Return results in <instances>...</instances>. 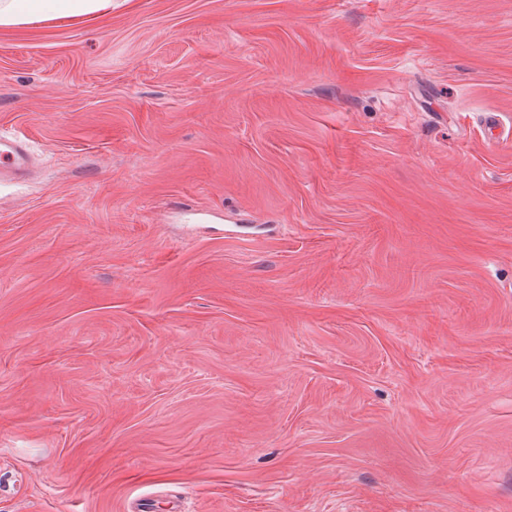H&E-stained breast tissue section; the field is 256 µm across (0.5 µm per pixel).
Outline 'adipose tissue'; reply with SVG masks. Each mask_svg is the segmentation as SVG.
<instances>
[{"instance_id": "obj_1", "label": "adipose tissue", "mask_w": 512, "mask_h": 512, "mask_svg": "<svg viewBox=\"0 0 512 512\" xmlns=\"http://www.w3.org/2000/svg\"><path fill=\"white\" fill-rule=\"evenodd\" d=\"M112 14V0H0V27L91 24Z\"/></svg>"}]
</instances>
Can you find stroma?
Wrapping results in <instances>:
<instances>
[{
    "instance_id": "stroma-1",
    "label": "stroma",
    "mask_w": 512,
    "mask_h": 512,
    "mask_svg": "<svg viewBox=\"0 0 512 512\" xmlns=\"http://www.w3.org/2000/svg\"><path fill=\"white\" fill-rule=\"evenodd\" d=\"M0 131V512H512V0L0 28ZM32 148L21 137L0 135V183L4 180L20 181L31 169Z\"/></svg>"
}]
</instances>
